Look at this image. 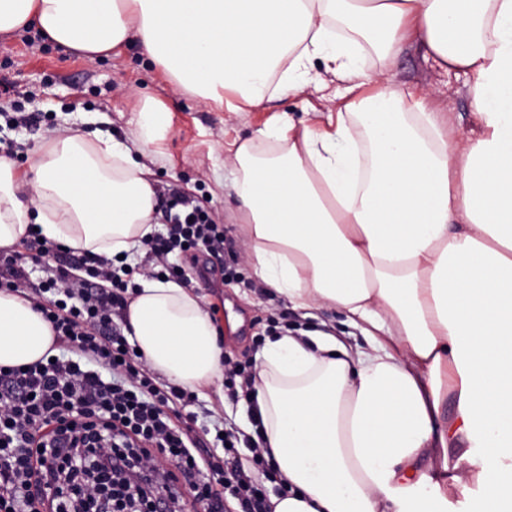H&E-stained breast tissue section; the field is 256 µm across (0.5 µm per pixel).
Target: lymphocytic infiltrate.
Returning a JSON list of instances; mask_svg holds the SVG:
<instances>
[{
  "mask_svg": "<svg viewBox=\"0 0 512 512\" xmlns=\"http://www.w3.org/2000/svg\"><path fill=\"white\" fill-rule=\"evenodd\" d=\"M169 195L170 225L144 239V265L73 253L34 287L20 259L0 256V288L33 302L60 350L52 361L0 368V512H185L190 501L224 512L228 497L239 512H268L273 458L254 449L255 469L245 470L230 429L221 453L193 454L192 429L178 409L185 392L135 360L117 325L133 274L157 279L174 273L172 256L224 254V227L202 201ZM76 268L87 279L74 280ZM92 434L111 439V454L97 453ZM61 483L67 496L50 494Z\"/></svg>",
  "mask_w": 512,
  "mask_h": 512,
  "instance_id": "f902f5d3",
  "label": "lymphocytic infiltrate"
}]
</instances>
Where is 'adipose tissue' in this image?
<instances>
[{
	"mask_svg": "<svg viewBox=\"0 0 512 512\" xmlns=\"http://www.w3.org/2000/svg\"><path fill=\"white\" fill-rule=\"evenodd\" d=\"M31 27L92 61L130 43L228 112L301 91L321 61L345 83L323 129L280 120L231 149L246 260L292 309L329 308L332 332L267 340L253 411L285 484L270 512H448L483 488L512 502V0H0V34ZM469 75L478 131L457 147L427 91L392 85L407 41ZM50 133L27 170L0 155V248L29 229L114 257L155 231L157 130L128 141ZM126 325L143 359L202 392L224 377L223 330L193 289L136 277ZM55 353L21 294L0 291V367ZM455 397L457 415L444 406ZM472 454L450 456L458 442Z\"/></svg>",
	"mask_w": 512,
	"mask_h": 512,
	"instance_id": "obj_1",
	"label": "adipose tissue"
}]
</instances>
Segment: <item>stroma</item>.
Instances as JSON below:
<instances>
[{
    "mask_svg": "<svg viewBox=\"0 0 512 512\" xmlns=\"http://www.w3.org/2000/svg\"><path fill=\"white\" fill-rule=\"evenodd\" d=\"M22 33L0 34V81L13 83L12 91L0 90V108L10 109L22 101L27 111L41 114L36 129H15L0 117V140L13 143L15 161L25 169L34 158L35 149L50 132L59 127L82 130L85 113H99L103 126L117 140H124L134 130L138 111L144 102L164 105L169 111L166 129L156 142L161 160L153 165L157 185H175L204 200L217 223L232 239L235 252L244 245L235 222L238 202L224 187L226 150L234 141L253 137L255 131L274 117L287 116L296 122L326 124L329 112L338 103L322 99L313 87L286 95L267 106L249 112H227L206 104L199 97L175 89L163 70L138 46L122 54L93 62L77 54L50 45L48 51L27 47ZM394 86L403 89L426 88L432 93V105L444 112L457 133H469L477 122L470 104L469 86L464 78L448 75L426 61L418 44H408L394 62ZM244 275L241 283H228L220 290L207 288L196 267L184 265V276L203 296L206 309L214 310L217 322L224 324V357L231 362L257 361L259 342L267 338L271 321L287 320L303 330L332 325L336 335L348 344H364L365 338L353 327L340 323L335 311L318 309L302 316L272 291L261 287L245 264H237ZM236 320L235 330H228L229 320ZM192 416L194 435L213 446L216 429H241L253 419L246 403L230 404L224 398L223 384L207 389L182 410Z\"/></svg>",
    "mask_w": 512,
    "mask_h": 512,
    "instance_id": "obj_1",
    "label": "stroma"
}]
</instances>
